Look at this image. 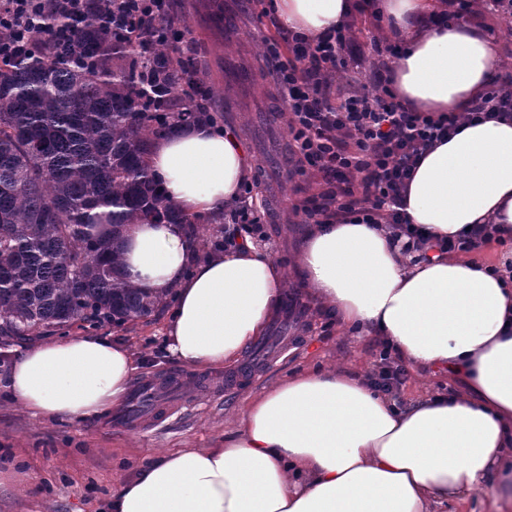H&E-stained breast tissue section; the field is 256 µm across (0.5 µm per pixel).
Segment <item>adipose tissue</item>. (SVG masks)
<instances>
[{
    "instance_id": "ef3b65f1",
    "label": "adipose tissue",
    "mask_w": 512,
    "mask_h": 512,
    "mask_svg": "<svg viewBox=\"0 0 512 512\" xmlns=\"http://www.w3.org/2000/svg\"><path fill=\"white\" fill-rule=\"evenodd\" d=\"M278 24L308 41L346 24L350 0H273ZM447 0H381L400 46L387 83L408 111H470L500 75L501 44L472 20L439 25ZM149 167L190 215L234 211L253 161L231 130L199 123L156 139ZM405 211L424 240L407 254L394 230L350 217L312 226L294 262L317 307L376 336L413 367L447 369L448 395L396 406L341 368L309 371L252 399L210 448L162 452L119 483L107 512H430L483 498L512 512V257L444 250L468 226L512 241V117L462 124L421 159ZM183 225L131 224L123 270L151 295L175 292L167 353L201 370L234 366L275 317L283 266L246 242L195 262ZM137 365L123 345L78 334L18 352L0 390L33 415L83 422L120 407Z\"/></svg>"
}]
</instances>
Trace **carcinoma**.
Segmentation results:
<instances>
[{"mask_svg": "<svg viewBox=\"0 0 512 512\" xmlns=\"http://www.w3.org/2000/svg\"><path fill=\"white\" fill-rule=\"evenodd\" d=\"M77 52L95 61L0 59V346L153 315L167 297L123 276V228L165 220L199 234L201 217L170 204L147 164L152 141L189 113L166 125L142 111L137 46L100 34L94 11ZM163 55L178 107L182 60Z\"/></svg>", "mask_w": 512, "mask_h": 512, "instance_id": "obj_1", "label": "carcinoma"}]
</instances>
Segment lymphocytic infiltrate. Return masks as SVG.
<instances>
[{
  "label": "lymphocytic infiltrate",
  "instance_id": "f902f5d3",
  "mask_svg": "<svg viewBox=\"0 0 512 512\" xmlns=\"http://www.w3.org/2000/svg\"><path fill=\"white\" fill-rule=\"evenodd\" d=\"M91 8L101 30L121 33L141 47V80L153 78L149 47L178 48L185 41L184 28L168 21L169 0H0V58L52 54L83 67L75 40ZM354 46L349 23L314 43L292 35L287 58L272 68L286 104L293 167L301 174L317 171L327 185L302 212L316 224L359 216L414 239L418 232L399 205L418 162L433 142L454 134L460 124L482 119L487 110L512 114V77L498 79L469 112L431 118L402 109L382 73H375L368 86L336 85ZM379 356L367 383L397 396L407 372L388 345H381Z\"/></svg>",
  "mask_w": 512,
  "mask_h": 512
}]
</instances>
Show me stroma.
<instances>
[{"instance_id": "1", "label": "stroma", "mask_w": 512, "mask_h": 512, "mask_svg": "<svg viewBox=\"0 0 512 512\" xmlns=\"http://www.w3.org/2000/svg\"><path fill=\"white\" fill-rule=\"evenodd\" d=\"M271 0H175L186 36L195 45L194 62L203 86L212 94L220 126L234 128L254 160L249 184L261 212L265 237L259 242L289 270L282 287L294 309L270 336L294 337L286 354L267 363L259 380L225 393L224 373L183 367L166 355L170 309L122 327L109 324L96 333L127 345L140 363L138 379L181 375L182 408L161 424L140 430L117 429L111 414L86 423L47 421L32 416L0 390V512H104L118 483L158 453L207 448L235 430L252 397L293 375L341 364L368 374L379 352L373 339L343 330L335 317L318 311L291 268L307 226L302 202L319 189L313 175L289 176L291 135L285 103L264 57L266 45L287 53L286 33ZM377 19L359 16L355 25L360 61L349 64L355 82L385 68L392 56L373 41Z\"/></svg>"}]
</instances>
